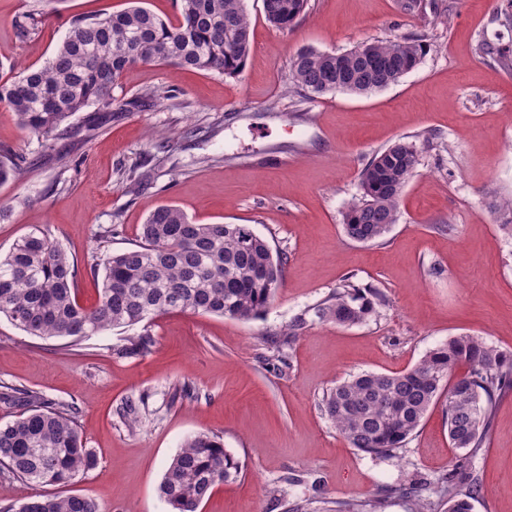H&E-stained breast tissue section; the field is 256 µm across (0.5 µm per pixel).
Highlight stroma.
<instances>
[{
  "label": "stroma",
  "instance_id": "1",
  "mask_svg": "<svg viewBox=\"0 0 512 512\" xmlns=\"http://www.w3.org/2000/svg\"><path fill=\"white\" fill-rule=\"evenodd\" d=\"M33 0H0V82L17 65L39 68L74 17L126 9L130 0H52L39 31L15 21ZM309 0L289 29L273 27L262 0H245L253 50L240 75L135 65L114 94L170 90L164 109H132L82 137L27 136L0 104V157L19 161L0 184V253L46 230L78 262L79 300L97 299L91 267L104 252L136 247L139 228L171 203L200 224H247L286 257L283 282L250 321L171 312L155 317L143 355L112 349L114 328L73 346L27 335L0 317V383L76 407L95 467L67 486L0 474V504L77 493L103 512H169L158 486L187 437L219 435L241 463L202 512H283L307 499L335 512L390 489L385 512H411L415 480L454 476L480 489L472 512H512V396L497 407L487 445L469 460L448 442L443 403L430 407L398 457L350 448L321 409L323 393L362 372L411 368L449 337L468 334L512 354V236L495 200L512 197V0ZM425 34L420 63L368 94L300 99L288 89L301 48L343 52L372 40ZM412 143L418 165L400 216L376 244L348 239L342 214L372 155ZM108 241H101V234ZM375 286L385 305L352 325L317 318L344 282ZM305 318L282 350L274 340ZM189 398L171 402L177 388ZM144 399L140 421L118 413Z\"/></svg>",
  "mask_w": 512,
  "mask_h": 512
}]
</instances>
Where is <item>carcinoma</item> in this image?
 Listing matches in <instances>:
<instances>
[{
	"instance_id": "1",
	"label": "carcinoma",
	"mask_w": 512,
	"mask_h": 512,
	"mask_svg": "<svg viewBox=\"0 0 512 512\" xmlns=\"http://www.w3.org/2000/svg\"><path fill=\"white\" fill-rule=\"evenodd\" d=\"M308 0H263L268 22L292 26ZM42 12L20 16V34L38 31ZM425 39L388 38L336 53L303 48L289 62L291 88L315 97L342 90L368 93L397 82L400 71L418 64ZM252 50L251 23L244 0H180L173 24L133 0L127 9L72 22L68 34L39 69L25 68L0 83V103L28 135L49 140L68 133L78 112L98 115L135 107H157L172 99L150 91L126 102L113 91L134 65L173 63L231 77L244 68ZM417 150L398 140L376 152L361 171V194L343 214V231L356 242L385 238L399 216L405 184L415 169ZM246 224H198L180 208L164 204L141 225V244L105 253L91 272L102 274L96 304L78 297V264L48 232L34 229L0 255V315L38 338L76 344L115 327L135 328L173 311L250 321L270 304L283 279L284 260L268 243L247 233ZM379 288L347 282L316 314L338 325L361 323L384 305ZM153 345L144 329L114 349L115 355H142ZM512 395V356L473 336H453L412 368L395 374L364 372L329 389L321 400L327 417L348 444L380 458L393 457L420 426L431 405L444 400L448 436L454 449L474 457L486 445L495 410ZM0 401L22 408L0 425V467L27 482L66 486L96 464L75 421L76 407L38 404L32 392L0 385ZM241 473L238 460L213 434L188 437L159 485L171 512H200L214 489ZM430 483L405 489L413 512H472L469 499L448 492L436 503L421 497ZM389 491L337 512H383ZM0 512H102L93 498L46 496L0 508Z\"/></svg>"
}]
</instances>
